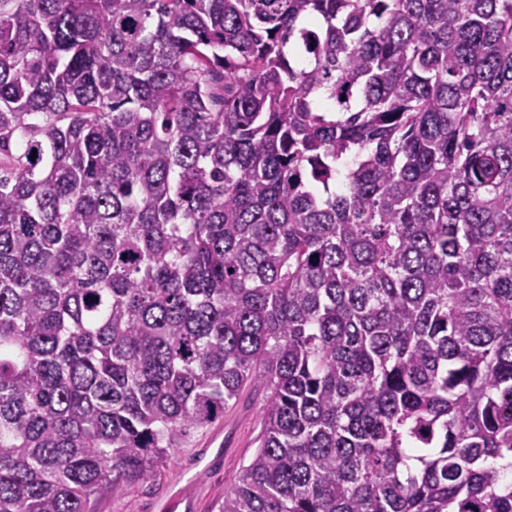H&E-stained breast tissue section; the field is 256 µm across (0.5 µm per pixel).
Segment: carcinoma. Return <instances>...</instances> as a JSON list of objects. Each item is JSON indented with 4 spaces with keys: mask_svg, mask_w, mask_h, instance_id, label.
Listing matches in <instances>:
<instances>
[{
    "mask_svg": "<svg viewBox=\"0 0 512 512\" xmlns=\"http://www.w3.org/2000/svg\"><path fill=\"white\" fill-rule=\"evenodd\" d=\"M246 387L222 512H512V0H0V512Z\"/></svg>",
    "mask_w": 512,
    "mask_h": 512,
    "instance_id": "1",
    "label": "carcinoma"
}]
</instances>
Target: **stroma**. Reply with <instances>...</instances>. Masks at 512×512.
<instances>
[{
    "label": "stroma",
    "instance_id": "obj_1",
    "mask_svg": "<svg viewBox=\"0 0 512 512\" xmlns=\"http://www.w3.org/2000/svg\"><path fill=\"white\" fill-rule=\"evenodd\" d=\"M261 401L243 392L222 420L182 438L169 460L149 482L125 491L98 490L92 512H162L178 500L177 512H219L224 493L259 446Z\"/></svg>",
    "mask_w": 512,
    "mask_h": 512
}]
</instances>
